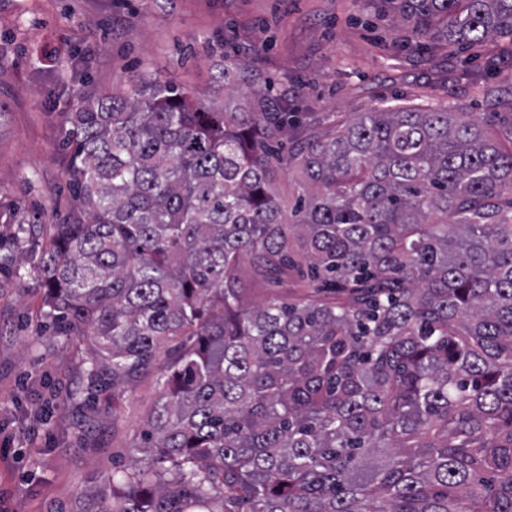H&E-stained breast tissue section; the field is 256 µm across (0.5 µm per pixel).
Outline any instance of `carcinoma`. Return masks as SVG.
<instances>
[{"label":"carcinoma","mask_w":512,"mask_h":512,"mask_svg":"<svg viewBox=\"0 0 512 512\" xmlns=\"http://www.w3.org/2000/svg\"><path fill=\"white\" fill-rule=\"evenodd\" d=\"M431 53L512 57V0H379ZM248 64L224 58V88ZM192 102L155 72L68 116L76 205L0 236L95 393L172 357L142 442L75 512H512V134L452 105L318 130L288 94ZM299 140L289 157L274 152ZM294 164L305 186L272 187ZM334 290L251 307L243 273Z\"/></svg>","instance_id":"carcinoma-1"}]
</instances>
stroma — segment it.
<instances>
[{
  "label": "stroma",
  "instance_id": "stroma-1",
  "mask_svg": "<svg viewBox=\"0 0 512 512\" xmlns=\"http://www.w3.org/2000/svg\"><path fill=\"white\" fill-rule=\"evenodd\" d=\"M377 0H0V231L57 224L74 206L67 116L82 93L124 90L162 69L195 101L225 93V53L294 94L316 124L385 103H456L492 131L512 128V96L492 101L467 67L427 60ZM35 260L0 285V512H73L78 495L125 468L158 400L165 344L137 378L87 394L93 345L45 331Z\"/></svg>",
  "mask_w": 512,
  "mask_h": 512
}]
</instances>
